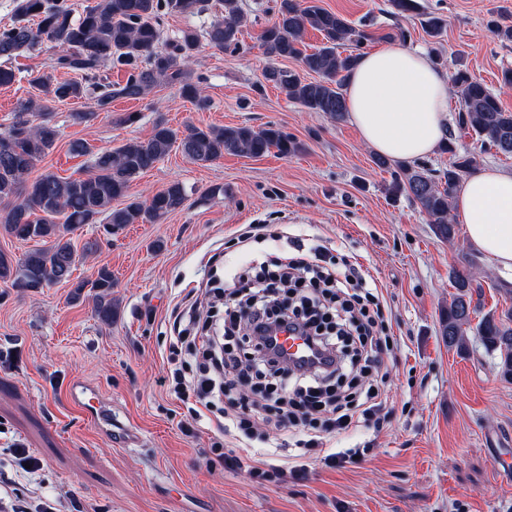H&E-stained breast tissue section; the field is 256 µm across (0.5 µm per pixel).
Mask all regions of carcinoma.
I'll return each mask as SVG.
<instances>
[{
	"label": "carcinoma",
	"mask_w": 512,
	"mask_h": 512,
	"mask_svg": "<svg viewBox=\"0 0 512 512\" xmlns=\"http://www.w3.org/2000/svg\"><path fill=\"white\" fill-rule=\"evenodd\" d=\"M208 0H94L74 17L68 0H20L15 19L0 27V87L20 82L12 61L24 51H33L45 43L54 54L50 71L39 73L29 83L43 89L49 100L65 102L85 97L94 109L72 113L82 123L98 111L105 110L115 97L143 100L156 87L177 85L183 97L197 108L205 109L209 99L203 94L202 81L193 80L187 65L200 40L217 50L235 46L244 23L239 0H220L221 15L198 33L187 27L177 37L165 41L160 30L161 16L174 12L194 16L204 10ZM322 36V44L308 51L304 37L308 30ZM268 57L294 59L305 71L317 78L308 80L298 73L273 63L262 73L266 83L281 90L288 99L311 112H319L332 121L347 113L343 87L359 55L340 51L351 42L360 45L364 31L354 28L342 15L301 0H279L276 20L260 36ZM120 66L127 72L125 83L114 85L102 77V69ZM79 76L77 80L59 81L55 71ZM459 99L457 129L471 131L487 150L505 157L512 156V112L505 110L487 85L459 68L452 76ZM45 106L32 98L17 101L15 120L5 136L13 150L0 151V227L15 238L39 239L48 246L30 250L14 260L0 252V279L25 291L49 284L71 283V300L92 298L96 317L112 323V271L103 266L90 281L71 282L76 263L69 233L83 224H103L107 235L127 224H155L180 210L187 201L182 183L171 182L147 201L129 200L120 208L112 201L127 196L131 183L164 160L177 148L194 163L206 165L232 154L260 157L275 148L288 156L300 145L275 125L255 129L251 126H191L178 133L166 122H155L146 141L130 139L114 149L92 151L81 139L70 142L69 152L91 156L93 173L85 177L63 178L45 173L33 181L28 174L34 163L46 156L58 137L49 120L35 124L30 120ZM449 154L448 170L434 178L422 165L401 164L394 172L390 191L407 193L426 213L435 234L448 242L457 236L451 219L454 194L464 175L475 165V157L460 153L455 133L450 132L441 144ZM455 294L440 318V333L448 347H466L468 330L475 327L485 348L497 354L498 373L512 381V310L501 315L488 311L477 324L472 315L480 311L473 303V275L452 271Z\"/></svg>",
	"instance_id": "obj_1"
}]
</instances>
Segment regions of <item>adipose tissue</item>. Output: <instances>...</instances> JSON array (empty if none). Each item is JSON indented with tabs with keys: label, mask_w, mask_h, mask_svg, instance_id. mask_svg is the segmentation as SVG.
<instances>
[{
	"label": "adipose tissue",
	"mask_w": 512,
	"mask_h": 512,
	"mask_svg": "<svg viewBox=\"0 0 512 512\" xmlns=\"http://www.w3.org/2000/svg\"><path fill=\"white\" fill-rule=\"evenodd\" d=\"M346 99L362 140L390 159L432 154L448 131V75L419 50L389 45L364 55ZM455 211L473 247L512 278V173L478 170L458 191Z\"/></svg>",
	"instance_id": "ef3b65f1"
}]
</instances>
